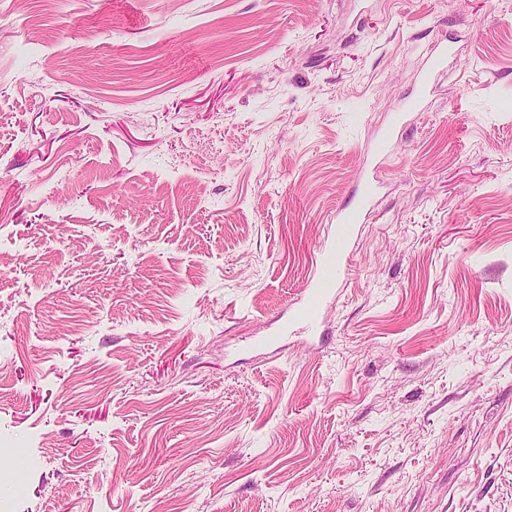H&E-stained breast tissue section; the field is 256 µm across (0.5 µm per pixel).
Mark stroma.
Returning <instances> with one entry per match:
<instances>
[{"mask_svg":"<svg viewBox=\"0 0 512 512\" xmlns=\"http://www.w3.org/2000/svg\"><path fill=\"white\" fill-rule=\"evenodd\" d=\"M0 248V512H512V0H0ZM449 50L450 47L448 44L441 42L433 46H428L424 50L423 54H425L427 67L419 80L418 87L410 94L400 109L393 111L402 112L395 115L394 123L380 131L378 140L374 146L375 156L382 158L392 151L396 125L401 122L407 112H424L430 92L431 79L437 71L441 70L448 58ZM375 193V184L366 181L357 188L352 203L337 211L333 239L319 247L313 284L294 308L291 322L306 330L313 328L323 304L336 294L348 269L356 226Z\"/></svg>","mask_w":512,"mask_h":512,"instance_id":"stroma-1","label":"stroma"}]
</instances>
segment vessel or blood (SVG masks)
Here are the masks:
<instances>
[{
  "instance_id": "1",
  "label": "vessel or blood",
  "mask_w": 512,
  "mask_h": 512,
  "mask_svg": "<svg viewBox=\"0 0 512 512\" xmlns=\"http://www.w3.org/2000/svg\"><path fill=\"white\" fill-rule=\"evenodd\" d=\"M448 51L449 46L445 43L425 49L427 67L417 89L403 103L402 112L424 111L430 92L431 79L437 71L441 70L448 58ZM375 193V184L370 181L365 182L358 187L351 204L337 211L334 236L330 242L322 244L318 249L313 284L311 288H308L305 297L294 308L291 316L293 323L301 325L305 329L313 328L323 304L336 294L348 269L356 226Z\"/></svg>"
}]
</instances>
